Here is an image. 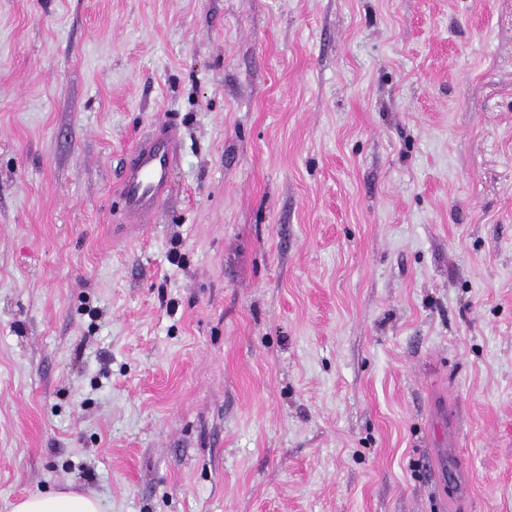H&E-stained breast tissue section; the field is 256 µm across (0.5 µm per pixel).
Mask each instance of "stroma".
<instances>
[{"label": "stroma", "mask_w": 512, "mask_h": 512, "mask_svg": "<svg viewBox=\"0 0 512 512\" xmlns=\"http://www.w3.org/2000/svg\"><path fill=\"white\" fill-rule=\"evenodd\" d=\"M70 487L512 512V0H0V512ZM174 132L167 129L139 144L126 159L118 179L124 223L151 224L172 188Z\"/></svg>", "instance_id": "1"}]
</instances>
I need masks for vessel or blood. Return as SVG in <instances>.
<instances>
[{
  "label": "vessel or blood",
  "instance_id": "1",
  "mask_svg": "<svg viewBox=\"0 0 512 512\" xmlns=\"http://www.w3.org/2000/svg\"><path fill=\"white\" fill-rule=\"evenodd\" d=\"M173 130L139 144L126 159L118 179L124 221L139 228L151 223L172 188Z\"/></svg>",
  "mask_w": 512,
  "mask_h": 512
}]
</instances>
